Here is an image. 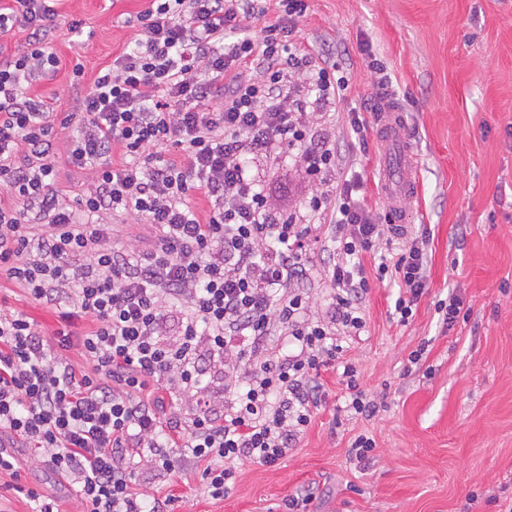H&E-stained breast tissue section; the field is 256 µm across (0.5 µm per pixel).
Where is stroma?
Wrapping results in <instances>:
<instances>
[{
  "label": "stroma",
  "instance_id": "1",
  "mask_svg": "<svg viewBox=\"0 0 512 512\" xmlns=\"http://www.w3.org/2000/svg\"><path fill=\"white\" fill-rule=\"evenodd\" d=\"M296 23L308 52L331 54L349 78L345 101L318 111L312 133L335 145L336 171L362 172L368 205L379 217L429 232V290L408 323L399 322V288L374 283L366 330L342 336V358L359 384L383 403L372 419L346 410L349 391L340 371L322 372L327 392L296 448L281 463H237L232 491L210 496L200 468L185 461L178 473L137 468L132 488L176 495L175 512H285L288 498H307L305 512H464L470 494L479 512H512V0H308ZM147 0H58L53 77L32 91L54 113L72 111L61 95L75 63L83 87L135 39L131 17ZM83 20L82 35L68 30ZM392 81L390 92L407 117L406 148L418 163V192L391 209L383 189L394 148L369 130L368 148L349 150L351 108L373 106L378 92L371 60ZM71 132H57L56 189L73 200L89 186L67 162ZM272 197L296 208L310 186L288 153L265 166ZM309 315L322 318L329 287L327 263L335 245L329 224L316 219ZM463 302L464 318L443 326L436 311L448 294ZM0 307L23 314L47 342L64 323L56 307L31 299L0 276ZM375 441L372 459L349 457L358 434ZM14 470L0 471V512H32L27 490L51 498L58 512H78L68 479L45 462L34 443L9 447Z\"/></svg>",
  "mask_w": 512,
  "mask_h": 512
}]
</instances>
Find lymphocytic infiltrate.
I'll return each mask as SVG.
<instances>
[{
    "label": "lymphocytic infiltrate",
    "instance_id": "f902f5d3",
    "mask_svg": "<svg viewBox=\"0 0 512 512\" xmlns=\"http://www.w3.org/2000/svg\"><path fill=\"white\" fill-rule=\"evenodd\" d=\"M55 2L0 6V34H26L0 57V274L63 321L79 314L93 326L51 346L27 317L0 309V431L34 442L71 478L80 512H173L175 495L132 492L134 465L173 474L193 459L209 494L224 497L236 463L273 467L296 446L325 397L322 370L342 364L348 410L378 413L355 367L340 363L337 335L366 327L367 254L398 284L395 309L409 319L429 286V237L393 246L406 229L380 224L359 177L318 191L339 157L324 141L304 148L310 107L342 101L349 81L329 56L298 46L307 0H276L257 38L247 23L264 17L263 0H150L134 44L58 122L29 91L60 64ZM61 128L72 131L71 166L91 183L71 203L55 188ZM299 145L316 186L305 207L329 214L336 233L323 320L307 315L309 230L260 174L272 153ZM111 217L150 224L152 249L110 246ZM276 331L287 351L270 347ZM74 347L90 372L68 361ZM204 376L220 388L201 391ZM159 384L188 394L190 416L143 398Z\"/></svg>",
    "mask_w": 512,
    "mask_h": 512
}]
</instances>
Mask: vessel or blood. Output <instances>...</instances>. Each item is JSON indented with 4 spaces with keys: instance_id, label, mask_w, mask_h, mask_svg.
<instances>
[{
    "instance_id": "1",
    "label": "vessel or blood",
    "mask_w": 512,
    "mask_h": 512,
    "mask_svg": "<svg viewBox=\"0 0 512 512\" xmlns=\"http://www.w3.org/2000/svg\"><path fill=\"white\" fill-rule=\"evenodd\" d=\"M379 136L398 147L397 175L384 182L385 193L393 202L412 197L418 189L417 169L413 157L403 148L406 129L400 105L392 99H382L378 106Z\"/></svg>"
}]
</instances>
